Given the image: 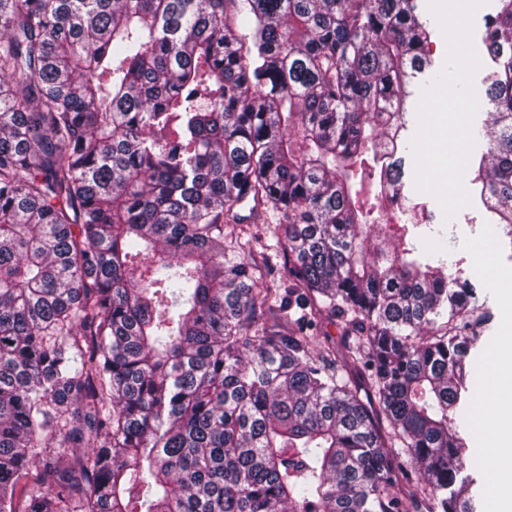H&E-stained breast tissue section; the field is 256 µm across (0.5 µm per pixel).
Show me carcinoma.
Returning a JSON list of instances; mask_svg holds the SVG:
<instances>
[{"label":"carcinoma","mask_w":512,"mask_h":512,"mask_svg":"<svg viewBox=\"0 0 512 512\" xmlns=\"http://www.w3.org/2000/svg\"><path fill=\"white\" fill-rule=\"evenodd\" d=\"M496 2L462 188L512 247ZM416 10L0 0V512H474L490 314L419 225L368 233L431 68ZM270 206L276 279L224 241Z\"/></svg>","instance_id":"obj_1"}]
</instances>
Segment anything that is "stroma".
Here are the masks:
<instances>
[{
    "instance_id": "35a3bbf8",
    "label": "stroma",
    "mask_w": 512,
    "mask_h": 512,
    "mask_svg": "<svg viewBox=\"0 0 512 512\" xmlns=\"http://www.w3.org/2000/svg\"><path fill=\"white\" fill-rule=\"evenodd\" d=\"M418 10L435 31L429 53L436 68L446 73L448 82L440 89L421 76L412 84L415 113L404 136L413 144V156L405 162L402 192L409 202L423 204L434 223L455 225L454 241L444 245L430 239L426 245L436 252L445 249L463 257L464 277L475 285L480 304L492 313L471 361L473 400L478 403L497 392L500 369L512 366V291L498 281L501 271L512 270V248L499 246L491 264L475 261L471 243L492 235L485 213L464 191L458 194L457 207L447 209L441 203L436 184L425 173L451 159L468 166L472 157L487 150L486 142L459 135L461 128L483 123L487 117L485 110L458 113L450 110L448 104L462 92L474 95L488 86L486 78L494 64L481 36L487 19L496 12V3L467 0L466 8L460 11L453 0H418ZM456 28L464 34L465 50L461 53L455 52L448 42L449 33ZM439 95L446 97L447 106L433 104V97Z\"/></svg>"
}]
</instances>
